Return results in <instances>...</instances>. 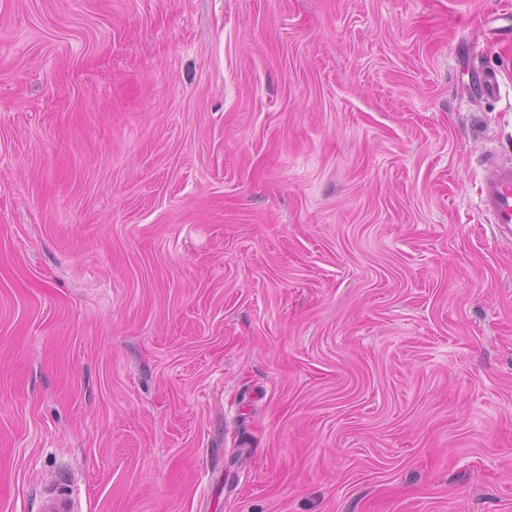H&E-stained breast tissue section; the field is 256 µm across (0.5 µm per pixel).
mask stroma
I'll list each match as a JSON object with an SVG mask.
<instances>
[{
    "label": "stroma",
    "instance_id": "35a3bbf8",
    "mask_svg": "<svg viewBox=\"0 0 512 512\" xmlns=\"http://www.w3.org/2000/svg\"><path fill=\"white\" fill-rule=\"evenodd\" d=\"M511 9L0 0V512H512ZM492 161L491 159H489ZM494 170L484 182L481 193L485 210L494 224H512V167L492 161ZM66 491L57 494H50L43 497L39 511L40 512H82L81 508L75 507L73 490L69 484L66 485Z\"/></svg>",
    "mask_w": 512,
    "mask_h": 512
}]
</instances>
